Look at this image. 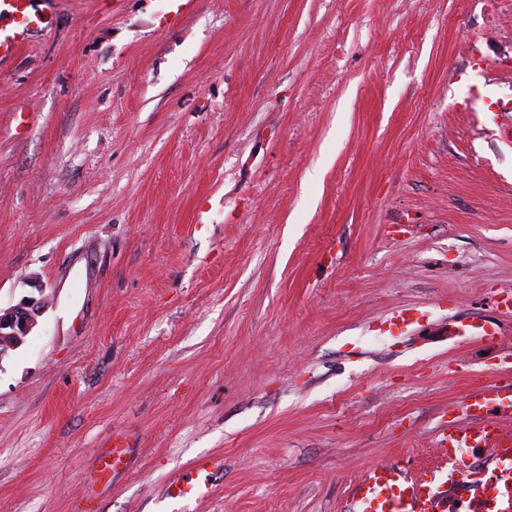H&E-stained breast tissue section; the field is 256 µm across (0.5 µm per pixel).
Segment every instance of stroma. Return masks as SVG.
<instances>
[{
	"mask_svg": "<svg viewBox=\"0 0 512 512\" xmlns=\"http://www.w3.org/2000/svg\"><path fill=\"white\" fill-rule=\"evenodd\" d=\"M166 5L58 0L0 66V308L47 298L0 359V512L447 482L441 430L512 391V0H197L162 30Z\"/></svg>",
	"mask_w": 512,
	"mask_h": 512,
	"instance_id": "obj_1",
	"label": "stroma"
}]
</instances>
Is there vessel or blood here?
Wrapping results in <instances>:
<instances>
[{
    "instance_id": "1",
    "label": "vessel or blood",
    "mask_w": 512,
    "mask_h": 512,
    "mask_svg": "<svg viewBox=\"0 0 512 512\" xmlns=\"http://www.w3.org/2000/svg\"><path fill=\"white\" fill-rule=\"evenodd\" d=\"M169 8L159 18L163 29L180 24L195 0H168ZM54 5L31 11L30 0H0V65L13 59L32 33L51 30ZM469 422L449 427L440 441L439 454L449 465V483L469 482L474 496L466 512H512V440L498 436V418L512 417V394L503 396L488 386L471 393L465 404ZM481 450L495 462L491 481L466 470L462 455ZM357 512H451L452 496L443 494L434 476L419 471L406 476L392 464L375 466L353 493Z\"/></svg>"
}]
</instances>
